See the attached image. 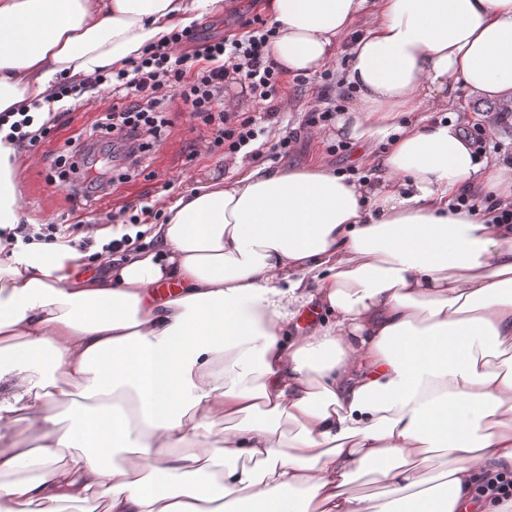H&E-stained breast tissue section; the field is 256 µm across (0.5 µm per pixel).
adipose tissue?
<instances>
[{"label":"adipose tissue","mask_w":512,"mask_h":512,"mask_svg":"<svg viewBox=\"0 0 512 512\" xmlns=\"http://www.w3.org/2000/svg\"><path fill=\"white\" fill-rule=\"evenodd\" d=\"M369 0H267L272 57L308 75ZM226 0H0V113L118 70ZM337 135L388 142L381 181L322 164L209 179L167 205L157 249L105 274L63 243L0 260V497L11 512H512L476 505L512 472V170L457 124L401 123L457 90L512 106V0H379L349 49ZM0 144V227L19 223ZM307 308L329 319L300 329ZM233 382H225L226 371ZM78 382L71 423L49 405ZM224 422V466L200 453ZM292 435H284L281 424ZM122 462H113L115 451ZM31 474H21L22 466ZM367 474L380 492L357 494Z\"/></svg>","instance_id":"1"}]
</instances>
